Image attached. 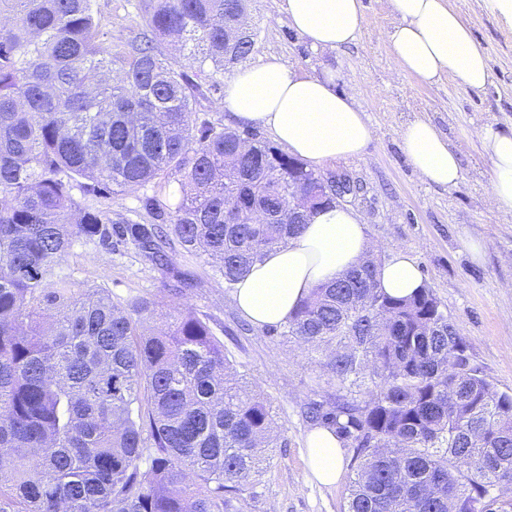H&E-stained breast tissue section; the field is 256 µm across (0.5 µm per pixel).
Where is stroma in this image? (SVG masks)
<instances>
[{
    "mask_svg": "<svg viewBox=\"0 0 512 512\" xmlns=\"http://www.w3.org/2000/svg\"><path fill=\"white\" fill-rule=\"evenodd\" d=\"M138 0H94L106 30L121 48L139 30ZM485 49L490 83L480 90L444 76L428 84L397 70L387 32L394 24L389 0H363L354 40L336 50H317L289 24L281 0H251L248 22L259 39L248 64L274 55L294 73L337 75L338 90L353 95L374 128L363 156L318 165L323 176L347 175L358 187L343 206L360 212L378 263L402 249L416 262L423 283L464 336L468 353L487 379L512 394V213L489 204L490 161L478 133L488 124L512 129V20L492 0H449ZM430 120L459 152L462 177L451 187L426 182L404 153L402 127ZM485 243L482 257L469 245ZM170 266L158 265L129 243L75 244L57 270L80 288L107 289L114 302L140 297L173 300L208 315L224 350L248 384L272 406L276 448L261 476L246 490L245 512H343L348 476L335 487L313 483L306 464L310 429L302 410L317 393L323 369L307 351L265 330L240 333L232 292L204 260L169 249ZM193 285L181 288V274ZM178 296H169L172 288Z\"/></svg>",
    "mask_w": 512,
    "mask_h": 512,
    "instance_id": "obj_1",
    "label": "stroma"
}]
</instances>
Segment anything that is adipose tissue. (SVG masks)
I'll return each mask as SVG.
<instances>
[{
  "mask_svg": "<svg viewBox=\"0 0 512 512\" xmlns=\"http://www.w3.org/2000/svg\"><path fill=\"white\" fill-rule=\"evenodd\" d=\"M396 23L388 33L393 62L425 83L449 75L473 90L491 79L485 50L448 0H390ZM290 25L311 47L334 50L352 42L363 13L361 0H284ZM336 76L292 73L276 56L236 72L224 85V105L238 125L267 131L289 153L313 165L361 155L374 135L352 96L337 92ZM492 166L490 203L512 212V132L491 126L479 133ZM403 150L428 182L457 184L459 156L436 126L423 118L401 130ZM374 252L364 217L335 206L309 214L303 232L273 249L235 286L233 305L258 328L280 324L319 284L366 261ZM389 296L404 298L422 288L413 260L393 253L379 268ZM311 478L332 486L345 468L333 430L315 426L306 437Z\"/></svg>",
  "mask_w": 512,
  "mask_h": 512,
  "instance_id": "ef3b65f1",
  "label": "adipose tissue"
}]
</instances>
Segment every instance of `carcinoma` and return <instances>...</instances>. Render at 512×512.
Returning <instances> with one entry per match:
<instances>
[{
    "label": "carcinoma",
    "instance_id": "carcinoma-1",
    "mask_svg": "<svg viewBox=\"0 0 512 512\" xmlns=\"http://www.w3.org/2000/svg\"><path fill=\"white\" fill-rule=\"evenodd\" d=\"M248 2L140 0L143 32L114 52L94 0H0V512H243L276 447L205 319L55 273L80 241L166 264L172 238L231 288L303 228L282 221L288 185L324 177L197 113L256 48L254 28L230 39ZM172 178L176 203L139 197L147 224L110 207ZM271 332L323 356L335 392L306 417L355 450L345 512H512V394L428 288L390 297L363 265Z\"/></svg>",
    "mask_w": 512,
    "mask_h": 512
}]
</instances>
